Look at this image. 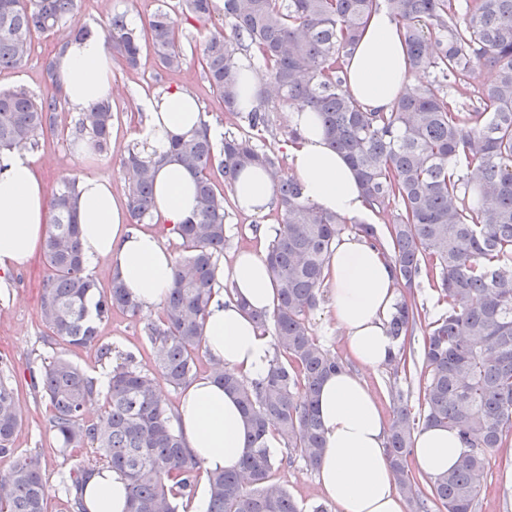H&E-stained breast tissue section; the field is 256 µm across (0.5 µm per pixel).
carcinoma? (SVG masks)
<instances>
[{
  "label": "carcinoma",
  "instance_id": "carcinoma-1",
  "mask_svg": "<svg viewBox=\"0 0 512 512\" xmlns=\"http://www.w3.org/2000/svg\"><path fill=\"white\" fill-rule=\"evenodd\" d=\"M74 6L75 0H0V71L22 68L33 35L55 31ZM382 7L398 25L409 69L431 71L434 78L403 93L391 111L367 112L346 86L345 65ZM216 13L233 38L222 28L211 31L202 61L224 111L240 114L237 51L252 49L281 104L318 113L330 147L347 157L370 208L384 218L386 242L372 224L354 229L388 256L407 287L387 323L395 346L390 363L404 370L420 363L427 373L418 410L404 392L392 393L385 441L410 512H475L486 453L512 430V0H180L176 11L158 8L148 15L140 31L114 14L103 34L132 67L140 61L141 38L149 36L156 64L176 71L185 62L180 25L206 24ZM483 66L493 68L489 84L477 81ZM59 106L52 94L37 99L22 88L0 90V153L37 146ZM113 119L110 101L90 106L74 125V141L88 139L89 154L108 153ZM245 119L252 134L229 136L218 150L204 121L175 137L169 153L152 165L133 148L122 157V165L137 172L127 191L134 224L152 218L155 166L174 162L196 178L195 216L175 229L181 256L172 287L158 320L145 326L151 368L141 369L129 354L112 369L98 421L85 418L96 389L83 369L56 356L30 370L52 407L50 425L63 447L103 448L105 462L123 472L126 512H178L177 500L190 493L201 468L185 451L157 382L184 388L198 374L226 241L224 193L210 171L230 186L248 166L263 168L275 192L277 227L266 261L277 304L270 314L253 313L261 334L273 323L274 356L265 377L255 381L211 367L214 380L238 399L250 451L240 469L211 475L207 512H306L271 482L277 461L267 436L288 449V463L297 456L317 469L324 439L316 397L323 380L345 363L320 343L306 316L320 302L325 263L345 225L302 201L276 154L259 147L269 130L267 111L248 112ZM77 184L75 177L64 179L49 199L51 224L42 245L49 274L41 310L44 342L82 347L95 341L97 323L114 312L136 318L140 308L115 270L97 301L96 319L89 318L87 300L97 282L82 259ZM423 280L443 306L426 324L414 291ZM7 370L1 359L0 454L14 451L21 426ZM428 426L455 430L464 452L424 491L411 480L408 458L414 435ZM93 472L77 464L62 477L72 512H87L83 489ZM47 498L37 451L16 457L0 475V512H46Z\"/></svg>",
  "mask_w": 512,
  "mask_h": 512
}]
</instances>
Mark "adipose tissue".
Segmentation results:
<instances>
[{
    "label": "adipose tissue",
    "mask_w": 512,
    "mask_h": 512,
    "mask_svg": "<svg viewBox=\"0 0 512 512\" xmlns=\"http://www.w3.org/2000/svg\"><path fill=\"white\" fill-rule=\"evenodd\" d=\"M56 75L58 91L74 111L111 98L112 55L102 35L71 37ZM411 80L396 22L386 12L373 14L349 60L351 93L367 111L388 112ZM141 108L145 118L139 142L155 157L169 152L173 136L202 121L196 98L182 90L144 99ZM288 118L299 134L288 145L289 175L302 200L350 221L364 217L369 205L357 175L328 146L317 113L293 109ZM78 190L86 269L108 261L118 267L143 311L161 307L175 266L165 240L196 210L193 175L174 163L157 168L153 216L158 228L153 232L130 224L107 180L81 177ZM233 191L243 213L258 215L271 208L272 184L260 168L241 170ZM48 225L45 188L28 154L14 149L0 159V282L39 250ZM216 279L222 289L214 295L204 325L207 351L214 363L247 380L259 379L269 367L272 347L252 314L271 310L276 302L264 253L236 252L228 267H217ZM325 284L355 366L329 375L319 390L316 408L324 450L318 483L337 512H407L384 448L386 419L357 373L361 367L382 366L394 350L386 331L398 295L391 264L365 241L349 237L329 257ZM174 423L204 474L239 468L247 424L236 397L212 378H198L183 391ZM462 451L456 432L443 427L425 428L414 437V458L427 476L448 472ZM83 501L88 512H125L124 476L108 465L98 466L84 487Z\"/></svg>",
    "instance_id": "ef3b65f1"
}]
</instances>
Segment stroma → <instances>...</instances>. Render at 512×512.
Here are the masks:
<instances>
[{
    "label": "stroma",
    "mask_w": 512,
    "mask_h": 512,
    "mask_svg": "<svg viewBox=\"0 0 512 512\" xmlns=\"http://www.w3.org/2000/svg\"><path fill=\"white\" fill-rule=\"evenodd\" d=\"M177 0H77L72 12L95 26H102L111 14H146L158 6L174 7ZM209 34L206 25L183 27L179 43L185 53L182 70L170 72L160 69L151 54L144 52L137 68H130L120 56L112 58V83L116 89L112 106L115 118L112 124V149L100 157L78 153L72 143V127L76 114L70 106H62L53 115V134L45 136L38 147L32 148L36 171L47 192H54L62 179L71 176L95 175L107 179L113 193L125 198L128 178L121 175V159L140 131L142 98L159 96L173 90H188L197 99L203 118L211 129L221 133L240 135L247 130L242 116L225 112L219 97L207 83L201 67L202 46ZM69 25L51 34H38L32 40V49L26 65L18 71L0 72V89L24 87L41 96L50 85L43 63L52 56L58 44L69 37ZM227 243L225 256L244 249L267 250L274 237L272 214L247 215L238 211L232 196H225ZM48 270L41 256H34L19 267L10 278V286L0 291V356L12 364L11 383L22 426L18 432L14 453L0 455V473L8 471L18 454L29 450L41 452L46 462L49 496L47 512H71L68 499L60 484L61 477L76 463L92 466L103 464L102 449L91 446L62 449L60 441L49 425L51 408L41 391L32 385L29 368L41 359L58 355L67 357L87 374L112 369L121 364L125 354H135L141 362H148L151 346L143 331L154 321V314L129 318L121 313L99 324L98 338L91 345L74 347L60 342L44 344L46 327L41 316V297ZM307 321L325 348L341 359H348L343 332L337 328L328 300H321L309 313ZM110 348L109 356H102V348ZM274 481L304 504L322 502L317 474L304 461H295L275 470ZM475 512H512V432L502 447L488 451L486 480L477 500Z\"/></svg>",
    "instance_id": "stroma-1"
}]
</instances>
